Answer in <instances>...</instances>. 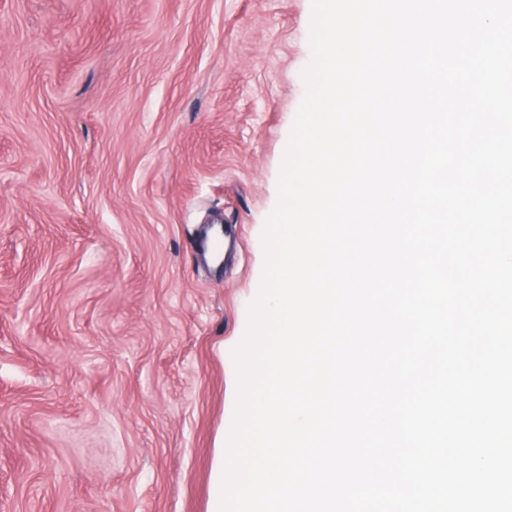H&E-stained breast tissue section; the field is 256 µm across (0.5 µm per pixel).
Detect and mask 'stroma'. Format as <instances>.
Masks as SVG:
<instances>
[{
	"label": "stroma",
	"mask_w": 512,
	"mask_h": 512,
	"mask_svg": "<svg viewBox=\"0 0 512 512\" xmlns=\"http://www.w3.org/2000/svg\"><path fill=\"white\" fill-rule=\"evenodd\" d=\"M312 19L0 0V512H210ZM226 242L222 225H214L208 228L204 234V253L212 256L211 262L215 265L222 264L224 260Z\"/></svg>",
	"instance_id": "1"
}]
</instances>
